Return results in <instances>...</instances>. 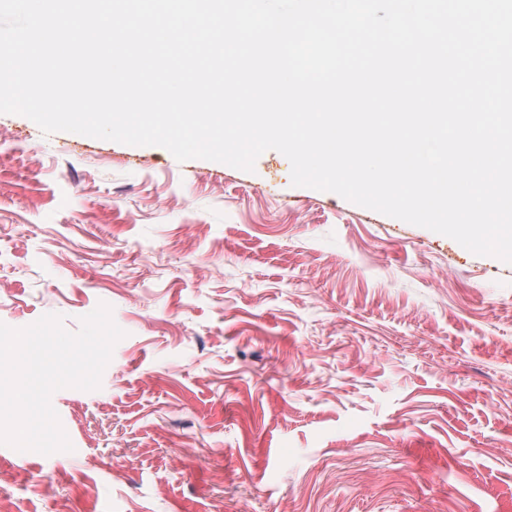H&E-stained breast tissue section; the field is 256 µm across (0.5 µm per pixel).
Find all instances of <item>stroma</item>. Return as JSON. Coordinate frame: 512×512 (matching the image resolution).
Segmentation results:
<instances>
[{"label":"stroma","instance_id":"1","mask_svg":"<svg viewBox=\"0 0 512 512\" xmlns=\"http://www.w3.org/2000/svg\"><path fill=\"white\" fill-rule=\"evenodd\" d=\"M290 171L0 114V323L125 333L0 512H512V264Z\"/></svg>","mask_w":512,"mask_h":512}]
</instances>
